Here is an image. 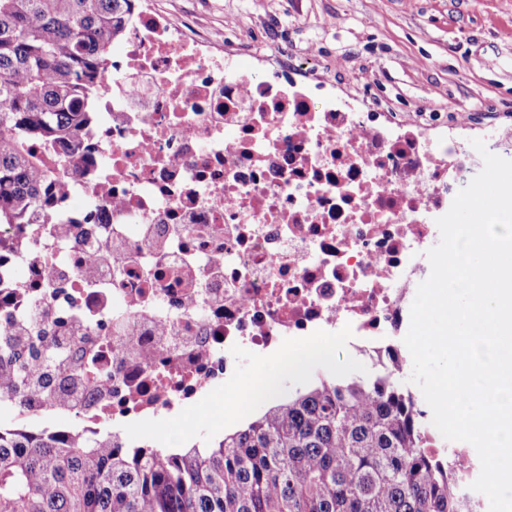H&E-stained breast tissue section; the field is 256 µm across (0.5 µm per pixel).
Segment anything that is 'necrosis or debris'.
Here are the masks:
<instances>
[{
  "label": "necrosis or debris",
  "mask_w": 512,
  "mask_h": 512,
  "mask_svg": "<svg viewBox=\"0 0 512 512\" xmlns=\"http://www.w3.org/2000/svg\"><path fill=\"white\" fill-rule=\"evenodd\" d=\"M141 0L99 88L98 124L54 224L0 226V323L67 353L40 394L0 397L29 432L95 438L216 396L244 354L348 334L399 339L437 218L482 167L433 134L280 58ZM97 198L100 208L75 207Z\"/></svg>",
  "instance_id": "necrosis-or-debris-1"
}]
</instances>
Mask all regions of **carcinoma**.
<instances>
[{
	"mask_svg": "<svg viewBox=\"0 0 512 512\" xmlns=\"http://www.w3.org/2000/svg\"><path fill=\"white\" fill-rule=\"evenodd\" d=\"M133 2L0 0V226L53 222ZM26 334L0 330V394L42 390L62 360L22 351L13 337ZM402 370L321 375L179 451L0 426V512H474Z\"/></svg>",
	"mask_w": 512,
	"mask_h": 512,
	"instance_id": "1",
	"label": "carcinoma"
}]
</instances>
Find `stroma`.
Returning a JSON list of instances; mask_svg holds the SVG:
<instances>
[{
    "label": "stroma",
    "instance_id": "obj_1",
    "mask_svg": "<svg viewBox=\"0 0 512 512\" xmlns=\"http://www.w3.org/2000/svg\"><path fill=\"white\" fill-rule=\"evenodd\" d=\"M160 11L236 44L274 57L285 52L322 67L337 91L367 96L392 112L416 110L448 122L512 128V0H154ZM354 338H332L330 355L282 373L277 356L246 355L235 381L238 396L254 378L274 382V397L253 394L244 413H263L274 400L310 387L323 374L366 376L370 359ZM214 403L138 428L137 441L163 448L190 445L228 430Z\"/></svg>",
    "mask_w": 512,
    "mask_h": 512
}]
</instances>
